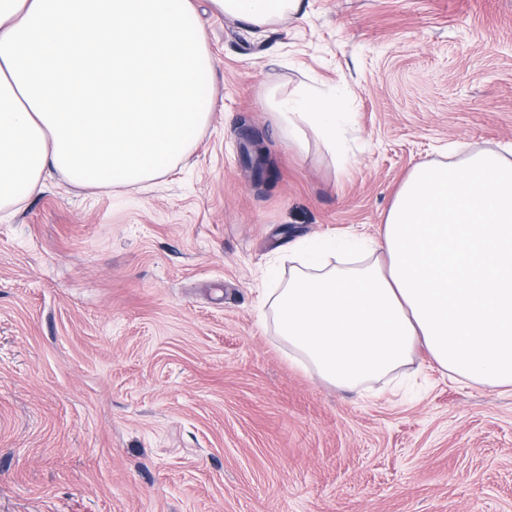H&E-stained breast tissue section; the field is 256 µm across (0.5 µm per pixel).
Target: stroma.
<instances>
[{
    "label": "stroma",
    "instance_id": "obj_1",
    "mask_svg": "<svg viewBox=\"0 0 512 512\" xmlns=\"http://www.w3.org/2000/svg\"><path fill=\"white\" fill-rule=\"evenodd\" d=\"M194 3L213 110L183 163L142 191L54 173L0 221V512H512V392L422 349L337 388L259 291L290 241L380 239L417 163L512 143V0H307L268 28ZM313 79L349 91L345 159L264 106Z\"/></svg>",
    "mask_w": 512,
    "mask_h": 512
}]
</instances>
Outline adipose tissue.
I'll return each mask as SVG.
<instances>
[{"label": "adipose tissue", "mask_w": 512, "mask_h": 512, "mask_svg": "<svg viewBox=\"0 0 512 512\" xmlns=\"http://www.w3.org/2000/svg\"><path fill=\"white\" fill-rule=\"evenodd\" d=\"M264 27L301 0H209ZM214 68L193 0H0V213L56 171L79 186L133 187L181 162L206 127ZM297 148L314 132L334 154L353 121L314 85L273 98ZM385 253L358 235L347 266L325 238L275 289L279 334L303 367L355 389L424 348L450 377L512 389V144L458 164L414 166L384 225Z\"/></svg>", "instance_id": "adipose-tissue-1"}]
</instances>
